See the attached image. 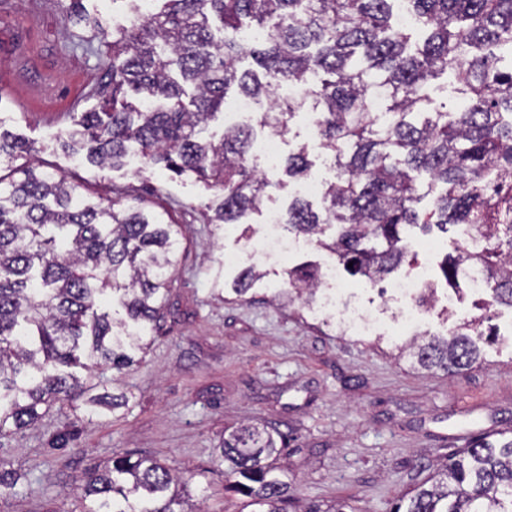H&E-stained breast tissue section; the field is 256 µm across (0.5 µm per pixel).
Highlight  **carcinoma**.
I'll list each match as a JSON object with an SVG mask.
<instances>
[{
	"instance_id": "1",
	"label": "carcinoma",
	"mask_w": 512,
	"mask_h": 512,
	"mask_svg": "<svg viewBox=\"0 0 512 512\" xmlns=\"http://www.w3.org/2000/svg\"><path fill=\"white\" fill-rule=\"evenodd\" d=\"M133 19L112 33V105L82 113L64 150L99 169H120L136 153L145 168L193 175L219 190L206 206L209 224H242L261 209L272 183L250 156L253 129L230 126L215 142L197 128L224 109L228 94L271 99L258 121L283 133L307 102L317 134L336 163L323 205L295 197L286 224L316 241L348 272L372 284L410 261L403 228L428 232L461 225L485 245L464 248L441 266L453 283L468 265L481 271L497 305L512 307V70L497 51L512 50V0H406L427 36L393 22L397 0H126ZM245 60L251 67L241 68ZM453 75L462 104H434L428 89ZM291 84L288 99L275 90ZM34 148L0 130V434L36 426L53 405L82 400L85 413L112 404L91 394L103 367L119 373L141 362L155 340L179 262L181 227L164 214L117 208L83 196L80 184L32 159ZM301 180L306 148L281 161ZM440 187L431 207L417 181ZM336 237L321 239L324 226ZM319 268L288 271L294 301L319 287ZM264 273L243 268L232 289L245 295ZM122 310H103L107 294ZM475 322L407 350L425 370L472 366L480 350ZM283 434L268 424L224 429V490L260 512H288V483L278 475ZM22 474L0 460V495ZM193 476L177 477L156 456L115 453L86 472L82 512H184ZM393 512H512V439L480 437L448 455L429 482L400 497Z\"/></svg>"
}]
</instances>
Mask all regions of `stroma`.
<instances>
[{
	"mask_svg": "<svg viewBox=\"0 0 512 512\" xmlns=\"http://www.w3.org/2000/svg\"><path fill=\"white\" fill-rule=\"evenodd\" d=\"M100 20L91 32L70 18L60 0H0V128L28 141L42 168L80 180L94 202L168 213L184 238L161 332L143 361L104 383L129 397L126 407L88 417L52 408L35 427L0 436V459L22 474L0 512H79L76 487L84 470L115 452L160 458L172 470L192 472V500L200 512H241L243 499L224 490L217 447L226 426L267 422L288 436L284 475L288 512H391L397 498L432 475L455 448L487 427L512 432V308H484L466 287L449 289L440 267L461 247L458 227L432 229L431 250L418 226L405 237L417 255L401 273L426 267L436 287L424 333L447 334L456 324L486 314L496 343L476 337L477 363L460 374L418 368L398 355L385 300L376 286L341 274L351 302L381 311L375 334L349 336L303 300L283 306L274 296L288 286L287 271L308 262L331 263L329 252L309 246L265 262V276L244 296L231 284L238 268L228 253L258 245L264 217L239 224L206 223L202 211L214 193L192 176L140 172L139 160L121 170H100L64 153L59 139L82 113L102 110L96 89L112 57L113 28L125 24L122 0H82ZM300 112L283 135L282 151L306 147L311 178L332 181L330 156L310 136Z\"/></svg>",
	"mask_w": 512,
	"mask_h": 512,
	"instance_id": "obj_1",
	"label": "stroma"
}]
</instances>
